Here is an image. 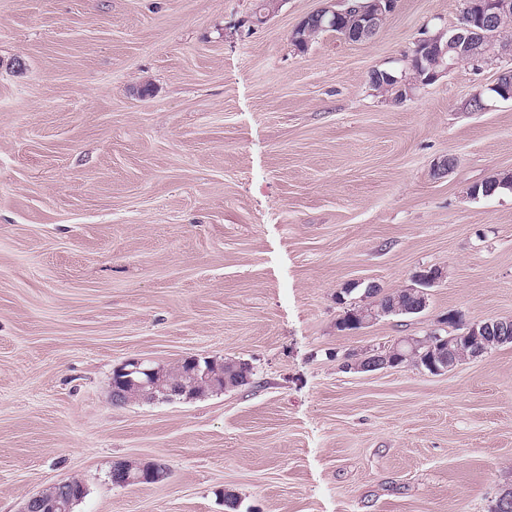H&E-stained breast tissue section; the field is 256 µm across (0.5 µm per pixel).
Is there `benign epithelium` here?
Returning <instances> with one entry per match:
<instances>
[{"instance_id":"benign-epithelium-1","label":"benign epithelium","mask_w":512,"mask_h":512,"mask_svg":"<svg viewBox=\"0 0 512 512\" xmlns=\"http://www.w3.org/2000/svg\"><path fill=\"white\" fill-rule=\"evenodd\" d=\"M507 0H469L467 11L473 19V23L479 27L488 25L496 16L508 9ZM394 0H364L358 7L349 5V0H322L321 7L308 14L292 32V41L304 40L302 32L310 19H317L331 27L351 9H356L353 28L349 30L354 42H366L371 40L379 31L380 20L386 12L393 8ZM441 34L429 35L421 38V44L429 49L436 50L434 65L439 70L431 71L427 82L431 83L440 77L447 75L459 63L460 57L469 48L471 36L454 34L440 44ZM444 278L442 268L434 266L428 272L416 270L413 275V288L418 293L421 307H426L428 302V289L439 284ZM482 333L486 336H495L500 340L512 342V320H489L475 322L468 325L465 335L472 336ZM191 367L188 376L202 387L210 386L216 392L223 391L224 375L212 369L211 365L201 366L197 357L189 358ZM398 365V361L386 354V347L380 346L370 352V356L362 365L350 364L345 369L355 372H370ZM114 373L120 376V382L112 383V400L119 401L126 394V388L133 386L138 389L143 399L155 401L157 398L173 400L184 396V391L177 385L170 383L163 370L148 364L143 359H130L118 366ZM111 481L116 486H128L138 482L131 476L130 471L118 464L110 472ZM55 493L48 497L44 492H39L28 497L21 512H72L73 506L84 499L87 489L83 482L68 479L54 484Z\"/></svg>"}]
</instances>
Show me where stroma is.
Instances as JSON below:
<instances>
[{
  "label": "stroma",
  "instance_id": "35a3bbf8",
  "mask_svg": "<svg viewBox=\"0 0 512 512\" xmlns=\"http://www.w3.org/2000/svg\"><path fill=\"white\" fill-rule=\"evenodd\" d=\"M0 0V512L70 478L74 512H490L512 486V345L432 375L347 372L451 312L512 318V58L397 103L401 68L464 0H397L378 34H291L322 0ZM482 94L487 107L469 105ZM454 164L435 178L442 157ZM421 313L339 329L350 283ZM248 362L251 384L112 402L139 358ZM161 461L119 487L115 459ZM386 75L390 76L391 78H401L402 72L400 75H398L388 70H374L369 76L370 87L372 90L382 96L387 95L389 97L395 98L398 89L396 88V85L393 84V82L386 78ZM429 267H422L416 270L413 275V283L414 285L411 288H414L418 293V297L420 299L421 307L425 308L428 302V288H432L435 285L439 284L444 278V271L441 267L434 266L428 272H424L421 270H428ZM409 310L408 312H417L420 310Z\"/></svg>",
  "mask_w": 512,
  "mask_h": 512
}]
</instances>
